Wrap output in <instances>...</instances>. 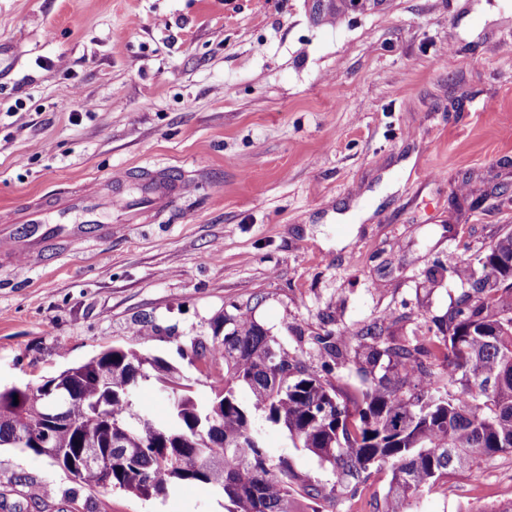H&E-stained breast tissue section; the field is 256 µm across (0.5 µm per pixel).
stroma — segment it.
I'll use <instances>...</instances> for the list:
<instances>
[{
	"mask_svg": "<svg viewBox=\"0 0 512 512\" xmlns=\"http://www.w3.org/2000/svg\"><path fill=\"white\" fill-rule=\"evenodd\" d=\"M159 169L188 183L170 209L106 211L83 239L0 264L1 388L136 344L206 397L191 343L246 301L314 368L326 329L434 335L465 290L437 266L512 225V0H392L335 26L306 0H0V233L23 237L9 218L25 204ZM266 444L333 482L285 431ZM389 479L324 508L380 512ZM6 483L22 512H225L201 485L78 491L1 446ZM511 501L503 454L417 512Z\"/></svg>",
	"mask_w": 512,
	"mask_h": 512,
	"instance_id": "obj_1",
	"label": "stroma"
}]
</instances>
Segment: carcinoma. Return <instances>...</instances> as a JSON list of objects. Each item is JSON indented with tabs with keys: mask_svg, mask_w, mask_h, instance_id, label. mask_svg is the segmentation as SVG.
I'll list each match as a JSON object with an SVG mask.
<instances>
[{
	"mask_svg": "<svg viewBox=\"0 0 512 512\" xmlns=\"http://www.w3.org/2000/svg\"><path fill=\"white\" fill-rule=\"evenodd\" d=\"M310 16L338 25L345 2L314 0ZM441 270L471 290L437 324L439 336H392L375 321L352 336L316 337L333 361L352 362L355 343L364 349L371 369L349 399L269 336L246 302L192 343L199 371L213 379L207 399L165 361L110 347L36 386L0 388V445L16 443L22 431H47L60 452L55 465L81 488L148 498L206 485L223 493L229 512H323L336 489L353 497L387 470L381 512H414L448 478L512 453V231L472 261L448 257ZM150 380L172 401L164 421L133 409V390ZM263 422L286 430L335 482L271 456ZM83 448L112 453L110 478L80 457Z\"/></svg>",
	"mask_w": 512,
	"mask_h": 512,
	"instance_id": "carcinoma-1",
	"label": "carcinoma"
}]
</instances>
